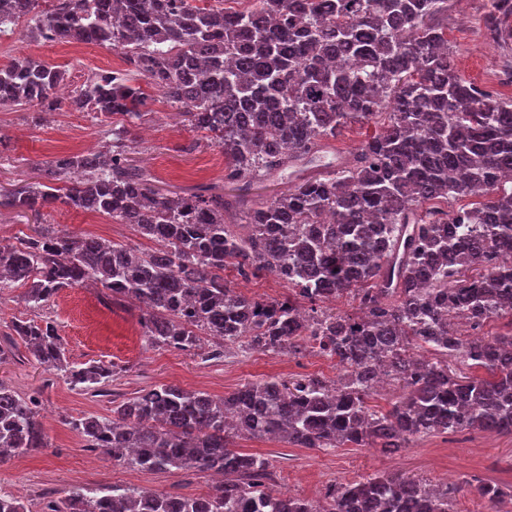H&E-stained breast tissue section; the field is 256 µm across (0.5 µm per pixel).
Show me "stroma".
Masks as SVG:
<instances>
[{
  "instance_id": "1",
  "label": "stroma",
  "mask_w": 512,
  "mask_h": 512,
  "mask_svg": "<svg viewBox=\"0 0 512 512\" xmlns=\"http://www.w3.org/2000/svg\"><path fill=\"white\" fill-rule=\"evenodd\" d=\"M486 0H448V45L457 67L474 84L512 100V82L503 74L512 69V49L502 48L484 33ZM30 54L53 65L65 66L66 85L75 88L92 74L123 69L119 51L103 45L75 53L71 45L52 42L36 46L15 38L0 39V64ZM147 114L135 129L132 160L152 174L162 192L190 194L212 186L228 195L246 193L248 199L265 201L288 187L287 176L259 177L247 189L224 181L226 160L219 148L192 129L156 91H149ZM106 127L91 113L59 103L56 110L37 113L24 108L0 109V187L18 180H36L38 170L57 157L94 151L105 143ZM86 234L147 248L127 224L110 217L84 212L64 204L32 213L0 214V242L33 234L35 230ZM22 289L0 297V347L12 346L15 356L0 364V381L22 397H35L46 433V445L32 454L0 462V489L20 497L27 512H43L47 499L59 498L71 486L147 488L164 494L204 495L215 480L211 473L170 471L145 473L114 464L101 450L88 447L64 420L88 414L108 416L114 403L135 396L157 384H177L189 390L224 396L240 386L268 377L290 378L320 375L335 378V360L307 353L277 355L239 346L223 358L208 355L210 339L195 352L148 347L142 336V312L136 305L107 304L103 288L81 285L62 289L38 310L22 301ZM17 319L52 322L70 364H114L119 373L103 396L74 388L62 373L31 358L23 343H11L7 327ZM244 452L268 458L271 488L290 496L316 501L331 484L353 481L383 472H400L430 484L455 482L461 490L454 512H487L484 501L465 483L479 478L512 491V435L466 430L434 434L409 447L390 453L381 448H295L273 441L240 439Z\"/></svg>"
}]
</instances>
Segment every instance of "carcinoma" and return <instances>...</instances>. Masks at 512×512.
<instances>
[{"instance_id":"1","label":"carcinoma","mask_w":512,"mask_h":512,"mask_svg":"<svg viewBox=\"0 0 512 512\" xmlns=\"http://www.w3.org/2000/svg\"><path fill=\"white\" fill-rule=\"evenodd\" d=\"M45 7H40V3ZM0 0V35L109 44L127 68L88 78L72 104L107 121L105 149L58 158L45 181L0 190V211L40 213L60 202L133 226L143 252L67 231L0 243V292L26 287L31 307L63 288L99 285L114 304L137 302L145 342L211 357L241 341L297 354L316 341L340 377L269 378L221 398L156 385L112 416L67 421L90 448L143 472L222 475L204 496L146 488L73 486L45 512H452L457 485L400 473L329 486L320 502L266 486L268 459L238 438L301 448L394 452L435 433H512V101L457 70L443 28L448 0ZM512 12L490 0L488 24ZM148 80L188 125L224 152V180L291 171L287 192L258 204L212 188L162 195L129 159ZM66 71L28 55L0 66V108L56 109ZM389 121L331 177L307 173L314 151L350 124ZM484 196L471 207L429 202ZM272 275L287 292L260 300L224 279ZM345 294L355 314L323 307ZM508 319L491 339L464 340L453 325ZM38 363L84 391L102 392L114 366H69L56 327L15 320ZM453 361L472 376L449 369ZM404 394L369 399L381 374ZM46 447L35 401L0 382V462ZM496 512L508 493L468 482Z\"/></svg>"}]
</instances>
